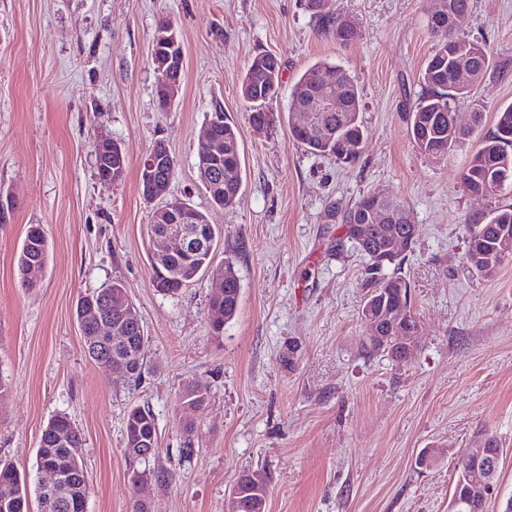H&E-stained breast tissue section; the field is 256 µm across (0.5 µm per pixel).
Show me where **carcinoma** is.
I'll use <instances>...</instances> for the list:
<instances>
[{
    "label": "carcinoma",
    "mask_w": 512,
    "mask_h": 512,
    "mask_svg": "<svg viewBox=\"0 0 512 512\" xmlns=\"http://www.w3.org/2000/svg\"><path fill=\"white\" fill-rule=\"evenodd\" d=\"M323 2L325 0H304L305 10L321 22L324 30L331 33L337 43H349L355 32L354 22L349 18L329 15L322 8ZM446 2L445 18L427 15V28L435 41L434 51L422 75L427 92L409 112L410 133L416 149L421 155L432 159L449 156L469 140L473 129L461 128L454 123L456 103L468 99L472 88L482 81L490 66V62L486 61V49L478 43L456 61L448 58V45L457 47L466 42L460 32L468 13V0ZM455 65L468 69L470 80L467 84L459 86L453 81ZM276 68L282 69L280 59L260 52L251 59L242 77L241 93L250 103L247 116L254 127L268 123L270 112L266 110V105L280 93L281 84H273L272 74ZM329 82L341 87L334 111L316 113L310 125L291 128V136L313 154L332 155L342 163H353L360 155L365 136V128L359 118L360 89L355 78L342 65L321 62L310 66L300 76L297 85L317 94ZM211 134L224 141V157L205 171L215 190L209 200L213 206L230 210L240 202L242 189V184L224 179L226 169L241 168L236 127L226 118L224 124L212 128ZM461 185L468 193L490 198L512 185V106L495 113L493 129L471 152L462 171ZM373 208L387 210L391 214L390 223L401 233L404 232L403 225L411 223L407 211L392 199L378 201L371 194L362 196L351 209L341 213L340 223L343 224L345 239L363 254L374 275L365 308L362 309V321H367L369 315L377 316L388 306H397L406 314L402 329L387 332L391 336L389 346H380L370 336L365 337V346L374 351L382 350L392 360L403 362L414 354V350L407 348V338L418 335V321L412 310L406 281L396 275H384L382 271L391 266L399 267L405 255L393 254L390 260L379 266L375 255L382 247L381 235L371 233L359 240L353 233V225L362 223V214ZM211 229L213 237L209 246L198 251L189 261L175 257L168 260L152 258L154 288L164 294H175L209 268L214 245L221 236L217 226L213 225ZM506 240L512 241V207H497L485 216L484 222L469 225L466 260L470 268L485 277L494 275L504 260L512 256L502 248V242ZM48 249V241L41 227L29 226L16 260L21 287H36L37 282L28 278V268L33 263L45 266ZM225 270L226 273L218 275V278L224 279L223 291L212 296L211 304L224 308L227 320L231 321L239 309L242 286L233 264H226ZM123 293V285L114 281L81 297L75 309L78 325L85 327L97 317L107 314L108 301ZM119 319V314L112 313V320ZM123 323L131 342L124 348L125 362L115 371V375L136 384L142 376L144 359L139 344L146 332L135 306H130V317ZM206 400V393L192 383L186 385L179 395V404L194 410L202 409ZM146 435H157L155 417L150 409L135 406L128 411L125 420V447L134 446L138 437ZM83 445L82 434L65 416L51 419L42 430L36 467L40 470L47 465H55L65 473L66 482L56 506L48 502L42 485L36 486L41 512H83L81 505L88 496L81 460ZM251 476L252 473L247 472L236 481L241 494L240 512H266V499L254 494ZM29 493L30 483L26 476L13 465L1 461L0 499L7 495L10 500L0 502V512H30Z\"/></svg>",
    "instance_id": "cac0c4a2"
}]
</instances>
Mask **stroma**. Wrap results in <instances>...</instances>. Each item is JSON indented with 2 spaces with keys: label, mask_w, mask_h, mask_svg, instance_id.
Segmentation results:
<instances>
[{
  "label": "stroma",
  "mask_w": 512,
  "mask_h": 512,
  "mask_svg": "<svg viewBox=\"0 0 512 512\" xmlns=\"http://www.w3.org/2000/svg\"><path fill=\"white\" fill-rule=\"evenodd\" d=\"M429 0H329L353 18L339 44L303 0H0V192L14 200L0 223V459L36 475L39 437L67 416L84 440L86 512H225L238 475L269 477L266 512H448L454 463L494 437L503 450L499 494L512 498V258L495 276L465 260L468 224L487 199L464 192L468 150L427 159L407 114L434 40ZM185 51L181 91L159 111L151 51L162 19ZM463 32L484 44L492 67L458 109L463 125L512 105V0H470ZM282 62L275 121L256 131L240 90L251 58ZM345 66L360 87L367 130L352 164L292 141L290 92L311 65ZM238 130L242 199L212 206L196 168L200 134L215 113ZM129 153L124 179L99 182L93 142ZM164 141L177 164L169 193L189 199L224 231L212 267L232 259L242 290L222 336L210 330L211 277L178 294L151 284L147 225L153 206L139 163ZM382 193L416 226L398 271L410 286L419 330L415 353L397 363L367 350L360 319L367 262L337 212ZM49 244L36 288H20L16 258L30 225ZM121 281L149 340L139 385L89 357L75 318L78 299ZM204 409L181 408L187 383ZM150 408L158 430L152 470L161 485L133 489L125 452L130 407ZM192 422L184 433V422ZM190 456H183V447Z\"/></svg>",
  "instance_id": "stroma-1"
}]
</instances>
